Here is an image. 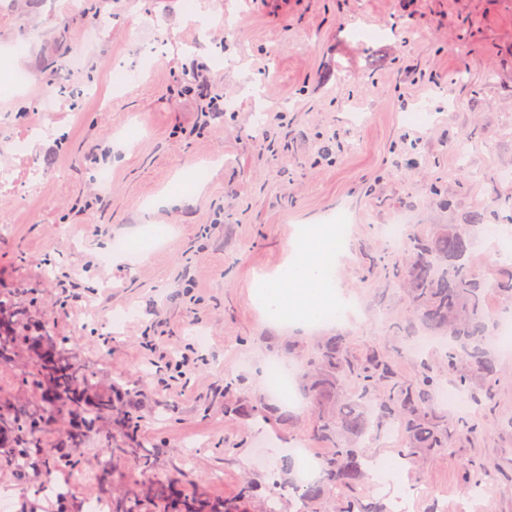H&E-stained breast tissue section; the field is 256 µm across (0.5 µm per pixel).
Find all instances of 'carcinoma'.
Here are the masks:
<instances>
[{
  "instance_id": "carcinoma-1",
  "label": "carcinoma",
  "mask_w": 512,
  "mask_h": 512,
  "mask_svg": "<svg viewBox=\"0 0 512 512\" xmlns=\"http://www.w3.org/2000/svg\"><path fill=\"white\" fill-rule=\"evenodd\" d=\"M484 216L474 213L466 227L444 224L427 234L407 233L400 241L406 257L391 265L380 257L368 258L369 268H382L385 276L404 287L410 309L394 323L397 336H434L448 339V372L435 370L424 362L409 380L397 377L391 357L374 351L360 358L350 354L348 339L341 334L321 337L305 360L299 383L313 401L315 419L307 437L332 448L319 462V477L290 483L299 507L296 512H322V504L334 502L331 512H383L363 503L358 488L365 478V455L356 441L379 438L389 424L398 425L404 435L402 456L412 458L448 446L453 436L472 437L477 428L464 416L450 417L434 400L443 388L445 374L453 376L467 401L480 402L467 388L495 374L496 356L490 339L498 328L488 310V296L495 293L512 301V264L499 268L484 279L471 260L473 238L484 228ZM25 328L6 315L0 317V359L10 343ZM358 384L355 399L342 397L347 380ZM41 392L53 395L60 411L78 425L59 439L55 454L35 459L40 447L37 432L41 421L0 406V470L8 468L18 476L34 465L43 475L61 476L80 464V445L102 412L112 409V399L90 402L91 383L78 378L72 364L52 350L43 351L33 373ZM24 460L17 467L14 461ZM465 478L473 488L493 481V471L484 464L471 463Z\"/></svg>"
}]
</instances>
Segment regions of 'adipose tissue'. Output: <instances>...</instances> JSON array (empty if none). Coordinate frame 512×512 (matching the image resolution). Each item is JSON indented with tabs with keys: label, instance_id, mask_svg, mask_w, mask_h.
<instances>
[{
	"label": "adipose tissue",
	"instance_id": "ef3b65f1",
	"mask_svg": "<svg viewBox=\"0 0 512 512\" xmlns=\"http://www.w3.org/2000/svg\"><path fill=\"white\" fill-rule=\"evenodd\" d=\"M344 243L343 225H304L289 241L285 262L256 285L265 314L295 326H312L334 314L333 269Z\"/></svg>",
	"mask_w": 512,
	"mask_h": 512
}]
</instances>
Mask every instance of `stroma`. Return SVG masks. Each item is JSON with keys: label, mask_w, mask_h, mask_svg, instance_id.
Returning a JSON list of instances; mask_svg holds the SVG:
<instances>
[{"label": "stroma", "mask_w": 512, "mask_h": 512, "mask_svg": "<svg viewBox=\"0 0 512 512\" xmlns=\"http://www.w3.org/2000/svg\"><path fill=\"white\" fill-rule=\"evenodd\" d=\"M0 0V296L21 320L63 339L97 393L112 399L69 476L74 497L97 492L150 507L179 479L210 502L280 493L274 473L302 440L312 401L281 414L271 362L316 337L348 336L412 377L437 348L411 352L393 336L405 293L366 257L401 260L380 232L411 213L415 230L461 224L512 203V0ZM232 102L205 127L189 71ZM426 104L425 121L411 122ZM100 208L75 216L77 198ZM348 226L334 280L351 310L301 328L272 324L254 285L285 259L300 225ZM168 228L153 241L151 228ZM126 312L119 328L105 318ZM207 341L198 344L195 330ZM199 357L185 386L165 385L142 342ZM34 355L15 344L0 360V403L40 415L51 456L69 420L29 383ZM491 396L467 409L479 435L401 458L403 437L362 438L368 457L395 462L364 502L388 512H512V347L499 352ZM137 423L128 432L126 417ZM138 456H131V449ZM152 459L142 474L139 455ZM498 469L475 495L464 468Z\"/></svg>", "instance_id": "1"}]
</instances>
